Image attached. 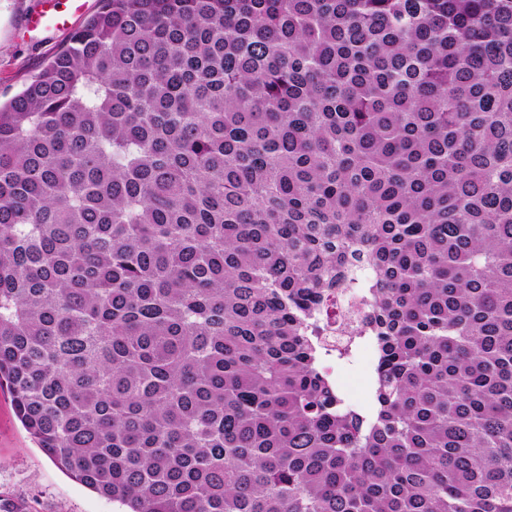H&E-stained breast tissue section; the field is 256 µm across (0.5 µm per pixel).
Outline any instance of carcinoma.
<instances>
[{"instance_id": "obj_1", "label": "carcinoma", "mask_w": 512, "mask_h": 512, "mask_svg": "<svg viewBox=\"0 0 512 512\" xmlns=\"http://www.w3.org/2000/svg\"><path fill=\"white\" fill-rule=\"evenodd\" d=\"M2 388L125 512H512V0H101L0 106ZM366 352L367 348L363 349L359 352L354 359L351 365L338 367L339 364H343L345 362L336 363V377L339 383L346 377V374H350L351 376L358 378L365 382V386L368 389V377L371 368L366 366Z\"/></svg>"}]
</instances>
